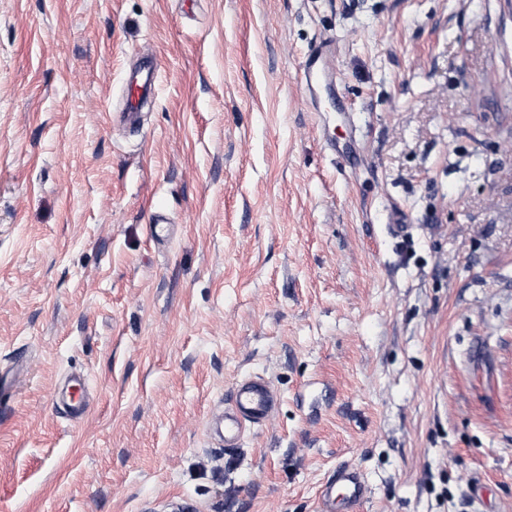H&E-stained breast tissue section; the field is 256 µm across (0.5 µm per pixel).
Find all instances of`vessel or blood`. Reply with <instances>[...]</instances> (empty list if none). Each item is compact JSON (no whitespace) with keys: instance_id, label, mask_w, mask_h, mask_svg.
<instances>
[{"instance_id":"b4317fda","label":"vessel or blood","mask_w":512,"mask_h":512,"mask_svg":"<svg viewBox=\"0 0 512 512\" xmlns=\"http://www.w3.org/2000/svg\"><path fill=\"white\" fill-rule=\"evenodd\" d=\"M154 83L153 70L131 82L126 100L129 113H137ZM277 398L262 379L248 378L235 384L231 402L224 411V445L233 447L246 426L262 424L271 414ZM367 494L363 474L356 467L344 464L327 479L319 492V512H344L359 504Z\"/></svg>"}]
</instances>
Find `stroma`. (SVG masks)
Segmentation results:
<instances>
[{"label": "stroma", "mask_w": 512, "mask_h": 512, "mask_svg": "<svg viewBox=\"0 0 512 512\" xmlns=\"http://www.w3.org/2000/svg\"><path fill=\"white\" fill-rule=\"evenodd\" d=\"M345 463L512 512V0H0V512H315ZM153 83L154 69L151 66L146 69L142 77L136 78L131 82L126 93L127 108L129 111L126 112L127 116L134 117L137 114L145 95L151 89ZM277 398L260 378H248L235 384L230 405L224 409V446L233 448L247 425H260L271 414Z\"/></svg>", "instance_id": "stroma-1"}]
</instances>
